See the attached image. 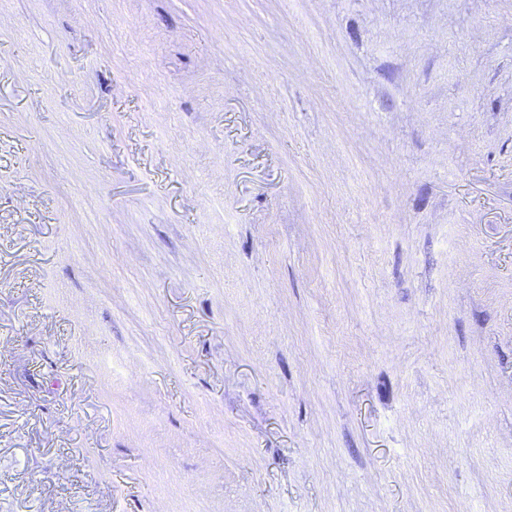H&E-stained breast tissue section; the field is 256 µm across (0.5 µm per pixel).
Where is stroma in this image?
<instances>
[{
	"mask_svg": "<svg viewBox=\"0 0 512 512\" xmlns=\"http://www.w3.org/2000/svg\"><path fill=\"white\" fill-rule=\"evenodd\" d=\"M0 512H512V0H0Z\"/></svg>",
	"mask_w": 512,
	"mask_h": 512,
	"instance_id": "stroma-1",
	"label": "stroma"
}]
</instances>
